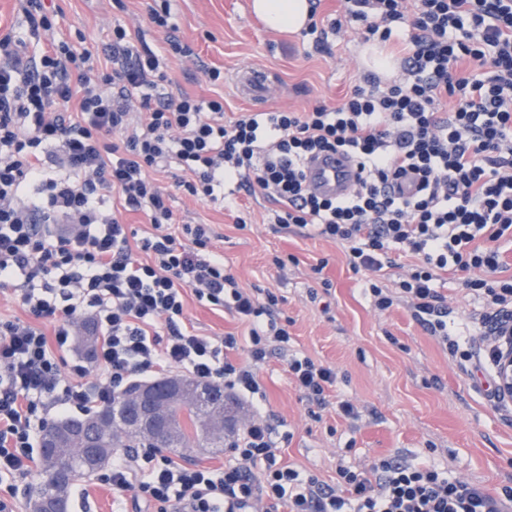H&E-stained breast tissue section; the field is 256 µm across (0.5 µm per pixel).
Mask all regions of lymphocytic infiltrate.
I'll list each match as a JSON object with an SVG mask.
<instances>
[{"instance_id": "1", "label": "lymphocytic infiltrate", "mask_w": 512, "mask_h": 512, "mask_svg": "<svg viewBox=\"0 0 512 512\" xmlns=\"http://www.w3.org/2000/svg\"><path fill=\"white\" fill-rule=\"evenodd\" d=\"M347 2L334 28L360 22L367 40L401 45L403 79L385 84L369 74L338 106L243 112L228 122L223 100L170 92L158 55L124 29L112 32L104 71L90 52L51 37L48 0H24L30 32L48 38L34 57L22 37L0 35V287L12 288L29 315L0 321L6 492L15 478L37 477L48 409L84 413L122 397L133 381L176 369L222 384L252 418L229 431L219 469L177 462L146 443L113 458L106 483L156 512H512V487L492 493L396 455L362 470L337 465L333 486L278 463L281 422L266 410L258 376L291 341L278 298L248 291L226 271L210 225L174 227L152 178L173 161L185 174L181 187L200 199H217L232 181L262 190L281 206V229L340 244L357 271L414 257L395 291L370 283L374 305L408 303L498 401L495 342L512 322V275H498L499 243L512 239V0ZM446 98L454 105L445 112ZM325 152L357 162L359 182L345 197H321L306 184V161ZM409 172L416 192L395 194ZM111 196L145 212L152 231L139 247L105 209ZM476 269L495 275L466 283L485 306L478 348L449 336L448 302L436 286L442 275ZM190 294L248 324L247 340L187 327ZM88 317L99 331L93 363L72 365L73 382L61 384L58 354ZM239 349L245 359H231ZM288 374L309 402L325 406L333 368L295 355Z\"/></svg>"}]
</instances>
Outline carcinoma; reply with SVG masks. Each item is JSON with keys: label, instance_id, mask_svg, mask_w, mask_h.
Here are the masks:
<instances>
[{"label": "carcinoma", "instance_id": "obj_1", "mask_svg": "<svg viewBox=\"0 0 512 512\" xmlns=\"http://www.w3.org/2000/svg\"><path fill=\"white\" fill-rule=\"evenodd\" d=\"M178 385L183 398L165 400L164 417L169 426L168 442L174 448L224 447V387L209 383L215 408L201 413L192 398L200 383L187 376L165 377L158 386ZM131 399L125 394L84 416L47 423L42 438L55 444L41 453L40 480L30 500V512H69L74 487L103 470L117 448L146 441L140 434L127 432L115 420L125 414ZM94 439L96 448L88 452L84 445Z\"/></svg>", "mask_w": 512, "mask_h": 512}]
</instances>
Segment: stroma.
Wrapping results in <instances>:
<instances>
[{"label": "stroma", "instance_id": "1", "mask_svg": "<svg viewBox=\"0 0 512 512\" xmlns=\"http://www.w3.org/2000/svg\"><path fill=\"white\" fill-rule=\"evenodd\" d=\"M152 0H54L57 36L75 51L101 53L115 27L158 53L173 92H186L206 102L224 100V117L274 107L308 111L318 103L342 102L369 68L368 47L360 28H331L343 12L344 0H319L316 20L327 35L319 50L313 35H290L267 29L253 15L249 0H170L168 27L151 22ZM177 37L194 57L175 54L168 45ZM220 69L225 83L213 84L205 70ZM267 70L278 80L254 101L243 96L233 74ZM177 167L159 174L180 224L212 225L214 250L226 270L247 288L268 289L280 299L289 319L291 351L335 369L328 405L318 408L302 398L288 377L286 354L275 352L261 367L269 410L284 422L291 440L279 460L301 473H315L335 483L336 466L356 469L381 456L403 455L427 461L448 474L489 489L512 486V417L494 406L483 381L467 374L458 357L442 347L411 316L406 304L375 308L365 287L368 272L354 271L345 250L333 242L295 230L278 228L279 210L272 198L226 185L237 205L200 200L178 188ZM287 267H274L273 257ZM322 273H315V266ZM471 272L443 277L438 283L448 298V332L466 340L480 334L482 304L469 295ZM332 288L330 311L313 300L322 280ZM185 323L200 333L243 336L246 325L234 314L201 304L187 295ZM351 401L358 419L337 413L335 404ZM129 495L113 492L99 477L82 482L71 496L70 512H133Z\"/></svg>", "mask_w": 512, "mask_h": 512}]
</instances>
